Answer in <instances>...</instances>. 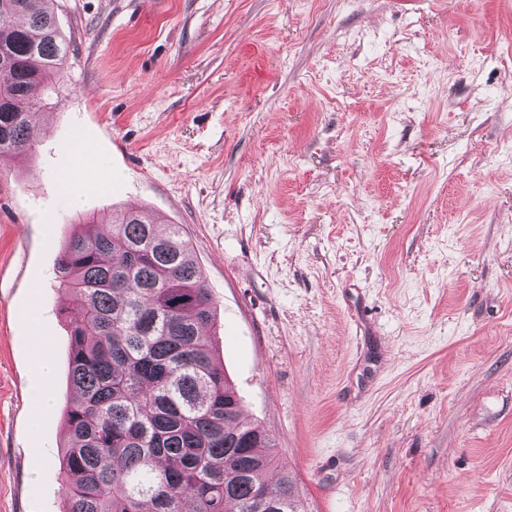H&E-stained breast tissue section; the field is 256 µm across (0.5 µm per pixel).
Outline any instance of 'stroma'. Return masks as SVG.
Masks as SVG:
<instances>
[{
	"label": "stroma",
	"instance_id": "35a3bbf8",
	"mask_svg": "<svg viewBox=\"0 0 512 512\" xmlns=\"http://www.w3.org/2000/svg\"><path fill=\"white\" fill-rule=\"evenodd\" d=\"M52 7L39 149L0 161V512L64 504L71 218L138 208L182 225L302 512H512V0ZM51 364L42 357L39 363L38 382L33 389V429H37L51 412V403L47 394L41 389V382L49 379Z\"/></svg>",
	"mask_w": 512,
	"mask_h": 512
}]
</instances>
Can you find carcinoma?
I'll return each instance as SVG.
<instances>
[{
  "label": "carcinoma",
  "mask_w": 512,
  "mask_h": 512,
  "mask_svg": "<svg viewBox=\"0 0 512 512\" xmlns=\"http://www.w3.org/2000/svg\"><path fill=\"white\" fill-rule=\"evenodd\" d=\"M51 0H0V159L29 157L36 88H54L69 42ZM61 250L70 328L61 455L63 512H300L277 443L241 418L216 357L215 302L179 224L129 210L102 229L86 212Z\"/></svg>",
  "instance_id": "obj_1"
}]
</instances>
